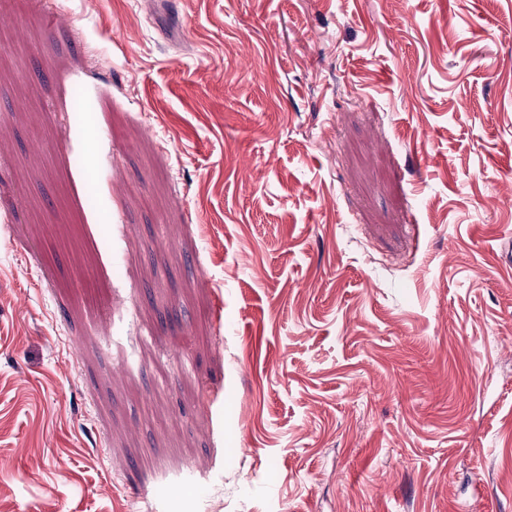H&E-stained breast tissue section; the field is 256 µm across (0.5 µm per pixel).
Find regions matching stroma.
Listing matches in <instances>:
<instances>
[{
  "mask_svg": "<svg viewBox=\"0 0 512 512\" xmlns=\"http://www.w3.org/2000/svg\"><path fill=\"white\" fill-rule=\"evenodd\" d=\"M0 213V512H512V0H0Z\"/></svg>",
  "mask_w": 512,
  "mask_h": 512,
  "instance_id": "stroma-1",
  "label": "stroma"
}]
</instances>
